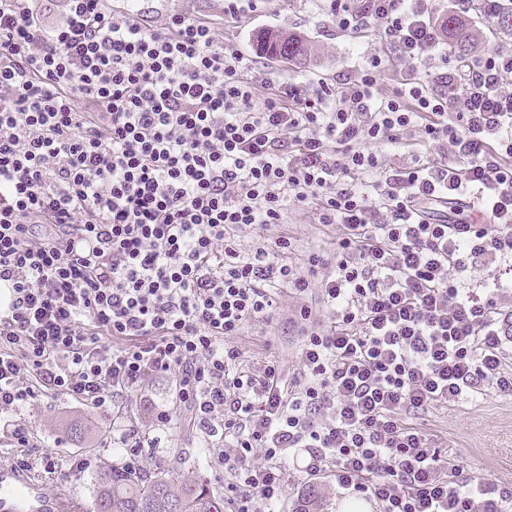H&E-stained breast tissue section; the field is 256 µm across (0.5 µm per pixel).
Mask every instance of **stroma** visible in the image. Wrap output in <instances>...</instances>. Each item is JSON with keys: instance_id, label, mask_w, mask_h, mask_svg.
<instances>
[{"instance_id": "1", "label": "stroma", "mask_w": 512, "mask_h": 512, "mask_svg": "<svg viewBox=\"0 0 512 512\" xmlns=\"http://www.w3.org/2000/svg\"><path fill=\"white\" fill-rule=\"evenodd\" d=\"M225 0H169L167 6L152 9L151 22L159 26L178 13L212 21L218 41L239 48L255 61V78L290 76L336 84L342 76H356L368 55L381 50L375 25L355 32L340 31L328 14L325 0H264L258 9L236 18L225 16ZM284 28L302 34L313 51L305 64L287 65L262 54L257 39L263 30ZM342 234L337 224L318 223L313 206L289 203L285 223L263 232L250 227L237 230L235 240L243 252L272 247L281 238L290 239L287 263L297 273L308 274L307 259L314 252L332 253ZM279 309L272 321L254 320L241 335L228 338L237 347L243 367L258 374L266 365L280 366L288 387L302 384L299 348L302 324L299 311L308 307L320 326L334 319L322 307L317 294L299 296L288 286L278 292ZM167 410L170 421L157 426L155 408ZM189 409L175 399V383L169 376H151L140 387L117 398L112 412L103 413L67 396L40 397L14 414L31 432V446L25 454L28 472L47 491L65 490L85 505L94 499V467L122 463L112 448V431L135 428L143 444L145 471L170 468L182 459L184 471L207 479L218 491H225L232 477L214 456L200 458L202 434L192 426ZM410 422L431 438L449 467L461 478L477 476L498 485L512 484V398L486 390L472 398L451 404H434L414 411ZM52 453L54 469H46L44 453ZM93 467L74 478L66 471L81 459Z\"/></svg>"}]
</instances>
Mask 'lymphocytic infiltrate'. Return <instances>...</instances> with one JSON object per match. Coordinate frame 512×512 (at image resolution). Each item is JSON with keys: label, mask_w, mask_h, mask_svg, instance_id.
<instances>
[{"label": "lymphocytic infiltrate", "mask_w": 512, "mask_h": 512, "mask_svg": "<svg viewBox=\"0 0 512 512\" xmlns=\"http://www.w3.org/2000/svg\"><path fill=\"white\" fill-rule=\"evenodd\" d=\"M0 0V426L62 394L111 411L147 377L177 374L232 471L235 512H272L285 463L334 478L379 512H512V488L450 476L406 416L490 388L512 396V314L495 271L512 263V53L427 64L441 38L427 0H329L338 29L379 26L383 51L342 86L270 81L180 14L157 27L108 0ZM406 69L392 93L377 77ZM417 131L433 150L383 168L373 144ZM457 166H449V157ZM480 199L486 223L464 214ZM315 203L343 234L320 281L284 263L291 244L241 254L243 226ZM484 268L482 294L464 279ZM321 295L335 316L307 333L303 388L277 364L243 370L226 346L272 319L278 286ZM261 464H254V456Z\"/></svg>", "instance_id": "f902f5d3"}]
</instances>
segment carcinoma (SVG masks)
<instances>
[{"instance_id":"1","label":"carcinoma","mask_w":512,"mask_h":512,"mask_svg":"<svg viewBox=\"0 0 512 512\" xmlns=\"http://www.w3.org/2000/svg\"><path fill=\"white\" fill-rule=\"evenodd\" d=\"M494 26L512 31V0H501ZM448 44L466 54L474 44L472 30L456 14L444 20ZM263 54L281 62L297 64L311 52L299 33L270 29L260 36ZM92 512H224V495L212 490L197 476L175 478L169 472H134L115 464H103L95 475Z\"/></svg>"}]
</instances>
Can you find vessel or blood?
I'll list each match as a JSON object with an SVG mask.
<instances>
[{
	"mask_svg": "<svg viewBox=\"0 0 512 512\" xmlns=\"http://www.w3.org/2000/svg\"><path fill=\"white\" fill-rule=\"evenodd\" d=\"M0 512H81L80 504L64 494H45L24 471L0 469Z\"/></svg>",
	"mask_w": 512,
	"mask_h": 512,
	"instance_id": "obj_1",
	"label": "vessel or blood"
}]
</instances>
